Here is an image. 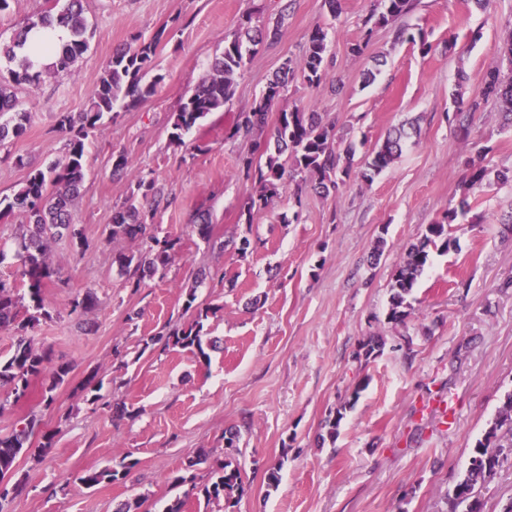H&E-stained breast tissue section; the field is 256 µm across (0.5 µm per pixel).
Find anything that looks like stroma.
I'll return each instance as SVG.
<instances>
[{
	"label": "stroma",
	"mask_w": 512,
	"mask_h": 512,
	"mask_svg": "<svg viewBox=\"0 0 512 512\" xmlns=\"http://www.w3.org/2000/svg\"><path fill=\"white\" fill-rule=\"evenodd\" d=\"M375 0H341L332 17L325 0H87L95 36L75 72L47 79L21 98L32 117L26 133L0 147V195H9L26 166L63 159L60 114L83 111L118 45H138L160 28L169 35L156 61L158 92L120 112L87 141L86 177L76 219L88 245L77 252L51 242L47 256L67 285L47 291L51 316L33 329L53 364L70 365L67 381L42 399L43 379L30 397L0 412V436L24 418L54 437L41 459L20 455L8 476L19 493L0 499V512H113L141 501L140 512H449L448 493L469 463L507 393L512 392V182L465 192V162L485 149L489 166L512 171V128L498 108L476 113L468 138L446 116L455 93L471 96L501 62L512 30V0H416L401 23L423 30L432 49L395 38L394 26L376 31L362 54L350 47ZM279 26L238 75L224 111L209 114L184 137L170 141L172 116L184 94L207 75L225 41L244 18ZM328 32V73L319 88L294 78L270 112L300 107L334 120L337 148L365 154L406 118L419 120L400 159L366 184L347 180L338 192H303L246 222L254 188L238 176L250 145L227 139L285 58L301 59L314 26ZM378 73L363 84L368 68ZM128 154L132 174L116 177L112 162ZM25 167H15L13 156ZM152 173L173 202L160 208L159 237L180 249L164 272L131 289L114 258L124 245L109 239L112 212L129 194L136 172ZM468 194L469 213L452 224L456 247L432 251L410 297L404 323L388 322L391 276L406 246L426 224ZM209 213L210 240L191 226ZM296 223H289L291 215ZM257 247L240 256L228 238ZM386 246L371 253L378 237ZM213 308L204 323L206 356L180 348H150V336L182 328L188 290ZM97 298L85 316L72 300ZM375 336L379 355L361 356ZM102 384L106 402L91 403L84 385ZM130 415L116 420L111 403ZM343 410L335 442H323L329 412ZM240 427L237 460L244 492L235 504L205 503L198 491L224 456V432ZM206 451L196 484L173 486L186 457ZM136 460L123 480L85 488L80 478L122 456ZM280 483L267 485L270 471Z\"/></svg>",
	"instance_id": "stroma-1"
}]
</instances>
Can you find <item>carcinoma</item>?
<instances>
[{
  "instance_id": "cac0c4a2",
  "label": "carcinoma",
  "mask_w": 512,
  "mask_h": 512,
  "mask_svg": "<svg viewBox=\"0 0 512 512\" xmlns=\"http://www.w3.org/2000/svg\"><path fill=\"white\" fill-rule=\"evenodd\" d=\"M59 6L57 12L44 11L32 15L7 40H0V145L9 139L25 134L31 111L23 107L19 94L36 87L47 78H56L72 73L75 64L88 49L90 32L85 18L84 0H53ZM414 7L412 0H375L374 8L363 22L362 35L351 51L360 54L368 46L374 32L397 22ZM251 17H246L242 31L230 41L224 42V51L214 58L208 76L202 80L180 103L173 114L171 140L182 142V136L212 112H220L232 101L235 78L245 67L246 61L259 52V46L276 37L277 30L268 31L250 27ZM62 25L70 31V41L55 53L51 66H39L24 54L23 49L29 35L36 28ZM166 29L156 31L149 40L135 47L118 46L112 51L103 76L94 87L87 108L78 113H63L59 116V129L67 136L66 160L56 161L44 168L30 169L18 188L11 195L0 197V219L19 216L24 223L19 225L16 258L20 262V276L26 282L30 313L19 318L17 311V285L0 278V329L12 327L19 332L12 355L0 362V389L8 388V395L17 403L28 396L32 380L42 376L50 361L49 352L34 345L28 332L42 319L51 317L46 299V290L66 285L59 271L46 260L48 243L56 238H66L73 247L82 250L87 246L84 229L77 224L75 208L85 179L86 142L91 133L112 116L117 103L129 110L156 94L164 81L157 72L155 57L158 46L164 39ZM398 40L419 45L422 52L431 50L423 31L414 34L406 27L395 30ZM504 57L499 66L490 70L482 88L469 99L456 97V112L448 122L457 132L466 137L475 113L484 111L489 101L499 104V112L512 124V31L504 40ZM329 52L328 32L315 26L307 39L303 52V64L291 57L284 59L275 76L249 110L239 113L229 137L240 138L250 143L249 153L239 164V173L255 187V193L247 198L244 206L246 223H252L254 214L267 211L287 193L291 182L310 186L316 193L329 195L339 185L353 177L370 184L375 177L391 168L401 156L403 146L412 134L418 132L414 123L400 125L388 132L359 165H354L355 148L348 145L343 152L335 147L336 125L320 112H307L294 108L280 113L273 132L266 136L268 114L283 97L288 87V76L300 70L303 81L311 88L320 87L326 76V58ZM486 151L481 149L467 162L464 193L458 206L448 210L441 219L425 226L417 242L405 252L403 263L391 279V296L388 320L403 323L411 307V295L418 278L423 273L432 250L449 251L456 240L450 236L448 227L458 215L470 209L469 192L482 187L494 178L499 182L509 181L504 171H493L485 164ZM162 200V192L151 174L137 177L135 189L125 200L116 205L112 214V241H126L143 247L139 253L120 251L115 256L122 274L127 276L131 287L140 286L146 274L163 271L177 252L178 240L159 238L154 222ZM210 309H197L194 322L182 329L150 339L151 344H163L195 350L205 355L203 349L204 321ZM70 366L60 364L51 371L50 382L43 398L51 403L52 392L64 384ZM37 426L34 417L11 435L0 438V479L11 473L17 457L21 454H41L49 451L54 436L43 434L37 447H32L30 437ZM241 432L238 429L224 433V462L211 472L200 493L206 503L224 500L229 505L243 492L242 475L233 465L231 452L237 450ZM494 448L491 462L479 468H469L457 480L448 493L452 503L451 512L461 506L464 512H482L480 500L472 497L477 485L485 482L495 472L500 461L512 457V393L505 400L491 422L483 439L477 441L472 455L486 454ZM204 453L189 456L183 461V474L171 478L179 485L194 482L191 474ZM137 466V461L123 457L116 465L86 474L81 484L91 488L104 481L112 482L127 478Z\"/></svg>"
}]
</instances>
